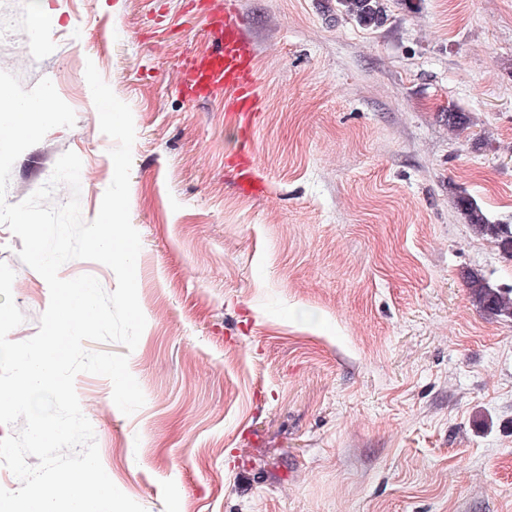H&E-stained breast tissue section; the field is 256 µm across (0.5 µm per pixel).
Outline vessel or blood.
I'll return each mask as SVG.
<instances>
[{"instance_id": "1", "label": "vessel or blood", "mask_w": 512, "mask_h": 512, "mask_svg": "<svg viewBox=\"0 0 512 512\" xmlns=\"http://www.w3.org/2000/svg\"><path fill=\"white\" fill-rule=\"evenodd\" d=\"M215 47L212 51L185 57L178 66L179 86L194 98L223 96L225 107L245 131H253L261 110L253 52L232 8L212 18ZM241 195L256 197L264 192L255 175L254 163L245 157L230 166Z\"/></svg>"}]
</instances>
